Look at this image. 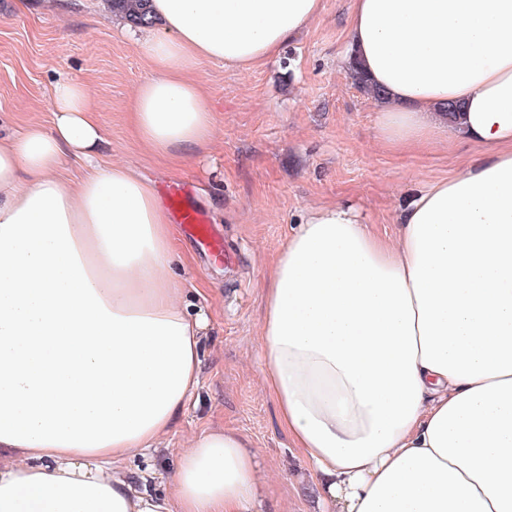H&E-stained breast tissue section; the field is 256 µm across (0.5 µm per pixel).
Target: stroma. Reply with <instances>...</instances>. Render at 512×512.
<instances>
[{
	"label": "stroma",
	"instance_id": "1",
	"mask_svg": "<svg viewBox=\"0 0 512 512\" xmlns=\"http://www.w3.org/2000/svg\"><path fill=\"white\" fill-rule=\"evenodd\" d=\"M349 6L324 0L309 28L261 67L203 62L193 77L208 93L215 129L197 156L176 160L146 152L132 135L129 104L154 74L140 27L100 0H29L23 10L0 0V120L13 129L49 124L55 82H82L104 128L102 161L133 166L160 191L185 182L233 251L227 264L180 239L190 263L173 271L202 288L197 304L210 328L193 398L156 451L124 464L134 478L154 473L152 490L170 491L177 454L194 435L224 426L250 438L268 512H314L312 478L263 386L259 334L271 260L306 212L326 204H351L396 239L410 199L478 153L459 135L402 152L379 138L374 100L345 62Z\"/></svg>",
	"mask_w": 512,
	"mask_h": 512
}]
</instances>
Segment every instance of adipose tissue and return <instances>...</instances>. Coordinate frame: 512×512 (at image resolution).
<instances>
[{
	"instance_id": "ef3b65f1",
	"label": "adipose tissue",
	"mask_w": 512,
	"mask_h": 512,
	"mask_svg": "<svg viewBox=\"0 0 512 512\" xmlns=\"http://www.w3.org/2000/svg\"><path fill=\"white\" fill-rule=\"evenodd\" d=\"M322 10L152 0L136 139L196 155L215 125L198 64L262 65ZM347 39L387 146L453 127L484 153L415 195L397 241L352 206L305 214L264 290V385L320 512H512V0H352ZM50 110V126L0 127V512H264L230 428L192 438L170 492L124 471L197 389L209 317L170 274L153 182L100 164L86 87L57 81ZM69 154L87 167L76 187L58 174Z\"/></svg>"
}]
</instances>
